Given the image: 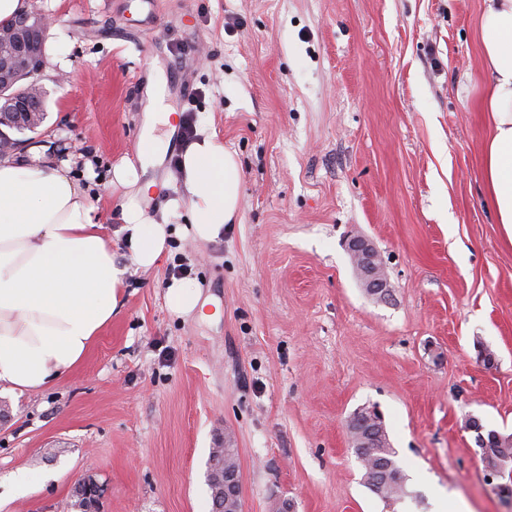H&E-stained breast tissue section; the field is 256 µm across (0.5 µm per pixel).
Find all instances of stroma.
<instances>
[{
    "label": "stroma",
    "mask_w": 512,
    "mask_h": 512,
    "mask_svg": "<svg viewBox=\"0 0 512 512\" xmlns=\"http://www.w3.org/2000/svg\"><path fill=\"white\" fill-rule=\"evenodd\" d=\"M55 22L46 114L29 147L72 158L125 267L112 322L74 372L0 392V512H71L74 483L104 512H211L207 461L238 449L244 512H512L469 416L512 435V241L486 204L483 0H29ZM181 51H174V44ZM241 164L238 218L210 242L172 237L156 268L124 239L115 165L139 164L155 72ZM142 174L149 215L183 196L181 129ZM376 247L387 294L348 250ZM203 314L164 291L175 259ZM494 356L479 359V349ZM381 411L406 497L363 482L346 422ZM73 491L83 500L84 512H102V500L105 496V488L103 484L98 483L91 477L81 478L75 485ZM71 509L77 512H83L77 500L70 503Z\"/></svg>",
    "instance_id": "1"
}]
</instances>
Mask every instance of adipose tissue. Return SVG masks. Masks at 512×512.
Wrapping results in <instances>:
<instances>
[{"instance_id": "obj_1", "label": "adipose tissue", "mask_w": 512, "mask_h": 512, "mask_svg": "<svg viewBox=\"0 0 512 512\" xmlns=\"http://www.w3.org/2000/svg\"><path fill=\"white\" fill-rule=\"evenodd\" d=\"M481 60L489 133L483 181L497 223L512 240V0H484ZM184 200L165 221L134 196L122 205V231L136 263L156 266L171 236L209 241L238 217L240 164L216 134L190 143L181 159ZM67 160L33 150L27 165L0 160V389L37 392L64 380L111 323L125 271L96 224L85 188ZM186 208L188 223L168 217Z\"/></svg>"}]
</instances>
